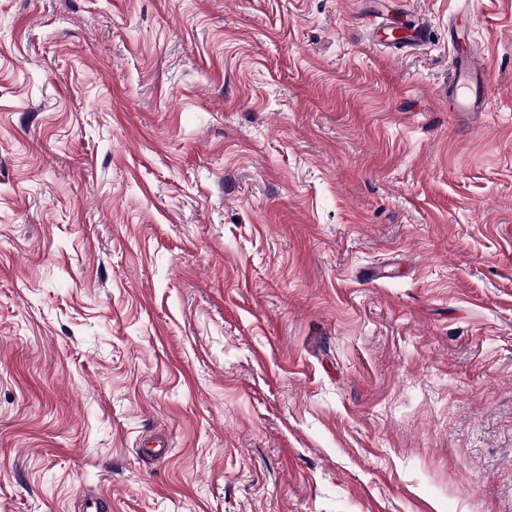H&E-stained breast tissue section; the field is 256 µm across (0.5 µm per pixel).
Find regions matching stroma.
<instances>
[{
  "label": "stroma",
  "mask_w": 512,
  "mask_h": 512,
  "mask_svg": "<svg viewBox=\"0 0 512 512\" xmlns=\"http://www.w3.org/2000/svg\"><path fill=\"white\" fill-rule=\"evenodd\" d=\"M404 6L0 0V512H512V0ZM431 34V24L414 15L407 28L394 27L384 22L374 25L370 30V42L374 46H401L414 50L430 41ZM474 24L473 18L460 14L448 27V39L455 52L448 76V105L452 112L473 115L486 110L480 82L489 80L486 67L478 60Z\"/></svg>",
  "instance_id": "obj_1"
}]
</instances>
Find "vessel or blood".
<instances>
[{
    "mask_svg": "<svg viewBox=\"0 0 512 512\" xmlns=\"http://www.w3.org/2000/svg\"><path fill=\"white\" fill-rule=\"evenodd\" d=\"M473 32L474 20L470 17H456L448 28V39L454 48L448 76V105L451 111L474 115L486 109L480 85L488 81L489 73L478 60L480 51ZM431 34L430 23L417 16L406 28L384 22L374 25L370 41L376 46L414 50L427 43Z\"/></svg>",
    "mask_w": 512,
    "mask_h": 512,
    "instance_id": "vessel-or-blood-1",
    "label": "vessel or blood"
}]
</instances>
